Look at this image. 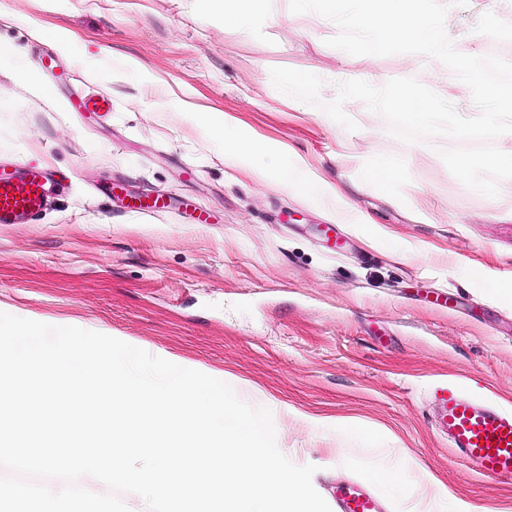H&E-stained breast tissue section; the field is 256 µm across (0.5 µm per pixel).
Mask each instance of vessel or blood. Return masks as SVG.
I'll return each mask as SVG.
<instances>
[{"label": "vessel or blood", "mask_w": 512, "mask_h": 512, "mask_svg": "<svg viewBox=\"0 0 512 512\" xmlns=\"http://www.w3.org/2000/svg\"><path fill=\"white\" fill-rule=\"evenodd\" d=\"M53 175L39 167L0 164V224H32L44 211ZM436 424L467 468L479 475L512 481V411L467 399L451 385L435 389ZM338 512H378L363 485L337 488Z\"/></svg>", "instance_id": "obj_1"}]
</instances>
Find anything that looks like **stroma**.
Wrapping results in <instances>:
<instances>
[{
    "label": "stroma",
    "instance_id": "obj_1",
    "mask_svg": "<svg viewBox=\"0 0 512 512\" xmlns=\"http://www.w3.org/2000/svg\"><path fill=\"white\" fill-rule=\"evenodd\" d=\"M253 8L243 30L206 0H0V52L12 56L0 67V162L68 176L36 223L0 226V311L223 377L271 410L278 447L316 466L325 501L359 481L346 459L394 457L477 512H512V484L468 470L438 433L433 403L435 387L452 384L512 410V302L492 298L512 280V219L448 170L439 151L453 139L403 143L356 100L344 105L357 125L348 130L278 91L270 71L321 77L326 102L343 81L380 87L425 73L464 117L477 113L470 89L419 55L328 46L338 27L291 13L289 0ZM37 22L69 30L74 46L37 37ZM446 32L463 53L512 60V0L451 8ZM48 55L56 72L41 67ZM124 57L140 71L119 70ZM93 94L110 95L111 111H72ZM210 109L276 151L248 173L229 166L193 116ZM379 147L407 161L384 191L361 182ZM292 154L339 198L281 186ZM114 184L172 206L130 212ZM196 208L214 223H195ZM339 418L380 433L337 432Z\"/></svg>",
    "mask_w": 512,
    "mask_h": 512
}]
</instances>
